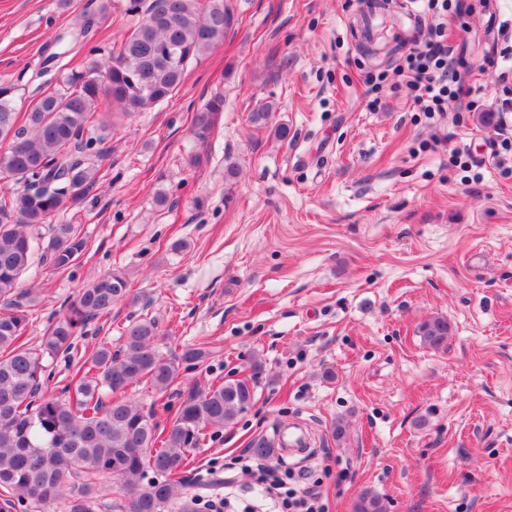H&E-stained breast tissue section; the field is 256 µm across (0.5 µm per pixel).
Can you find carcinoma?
Returning a JSON list of instances; mask_svg holds the SVG:
<instances>
[{"label":"carcinoma","mask_w":512,"mask_h":512,"mask_svg":"<svg viewBox=\"0 0 512 512\" xmlns=\"http://www.w3.org/2000/svg\"><path fill=\"white\" fill-rule=\"evenodd\" d=\"M131 0L145 8L141 23L105 58L88 50L81 70L65 87L49 92L27 112H16L13 87L0 86V173L19 189L0 192V496L5 505L39 509L66 499L67 512H99L97 481L117 480L126 493L118 512H163L184 483L174 479L188 455L199 447L204 429L219 431L252 403L246 379L217 385L181 386V366H197L209 356L203 348L167 357L157 347L152 319H131L123 327V347L106 343L78 358L62 396L42 392L43 359L71 355L89 323L112 314L128 295L118 272L84 286L65 314L51 323L38 346L23 342L35 292L20 287L33 265V230L95 194L106 137L104 101L125 112L152 106L184 81L187 67L224 40L231 25L227 0ZM224 111L214 98L194 116L193 134L205 144ZM88 251L72 224H52L41 257L51 269L67 271ZM448 320L434 316L418 333L432 347L448 338ZM146 381L159 391L179 387L171 425L159 428L155 410L126 396Z\"/></svg>","instance_id":"carcinoma-1"}]
</instances>
